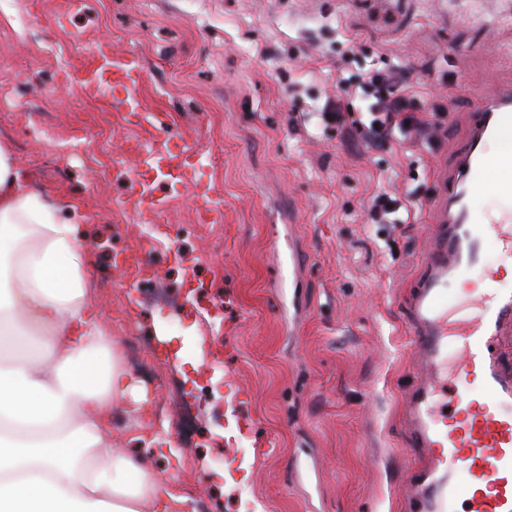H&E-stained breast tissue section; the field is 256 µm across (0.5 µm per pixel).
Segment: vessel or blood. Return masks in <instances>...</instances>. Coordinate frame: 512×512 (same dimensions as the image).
<instances>
[{
	"label": "vessel or blood",
	"mask_w": 512,
	"mask_h": 512,
	"mask_svg": "<svg viewBox=\"0 0 512 512\" xmlns=\"http://www.w3.org/2000/svg\"><path fill=\"white\" fill-rule=\"evenodd\" d=\"M77 79L92 96L111 90L112 106L138 132L123 151L139 160V175L122 206L130 214L162 217L165 199L153 191L156 179L187 189L204 201L202 224H220L224 210L193 146L164 138V121L136 95L145 79L142 56L98 42L86 47ZM512 131V92L482 103L470 135L459 144L453 170L435 200L439 218L426 243L423 269L408 305V328L424 377L407 394L409 437L414 452H426L427 466L411 492L416 512H512V367L500 349L512 330V286L467 297L468 316L454 317L448 285L481 275L496 279L485 262L487 241L512 254V208L479 213L473 202L490 173L512 197V151L490 153L488 144Z\"/></svg>",
	"instance_id": "obj_1"
}]
</instances>
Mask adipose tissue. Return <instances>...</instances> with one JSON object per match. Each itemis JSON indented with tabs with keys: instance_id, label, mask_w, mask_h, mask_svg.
<instances>
[{
	"instance_id": "ef3b65f1",
	"label": "adipose tissue",
	"mask_w": 512,
	"mask_h": 512,
	"mask_svg": "<svg viewBox=\"0 0 512 512\" xmlns=\"http://www.w3.org/2000/svg\"><path fill=\"white\" fill-rule=\"evenodd\" d=\"M87 219L0 141V512H184L151 454L112 445L150 397L98 311Z\"/></svg>"
}]
</instances>
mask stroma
Listing matches in <instances>:
<instances>
[{"label":"stroma","mask_w":512,"mask_h":512,"mask_svg":"<svg viewBox=\"0 0 512 512\" xmlns=\"http://www.w3.org/2000/svg\"><path fill=\"white\" fill-rule=\"evenodd\" d=\"M38 18L18 37L0 27V113L34 106L61 128L99 109L80 86L77 39L139 52L142 103L200 150L224 202V221L201 224L189 195L167 197V227L102 208L132 190L135 163L116 160L134 136L120 113L92 150L112 163L97 183L82 163L43 177L21 126L0 122L48 198L84 202L95 284L126 297L143 238L167 298L102 306L113 336L134 324L153 351L162 401L183 381L207 416L195 446L160 470L215 500V512H407L413 478L405 450L403 395L420 375L403 302L420 270L421 237L435 222L431 201L479 99L512 87V0H19ZM400 68L408 110L429 122L424 139L382 145L355 138L369 99L346 98V122L322 112L336 86L373 70ZM381 193L411 194L407 222L372 223ZM163 321L183 368L154 334ZM240 393L230 401L229 390ZM246 422L227 439V415ZM259 459L249 480L216 479Z\"/></svg>","instance_id":"35a3bbf8"}]
</instances>
